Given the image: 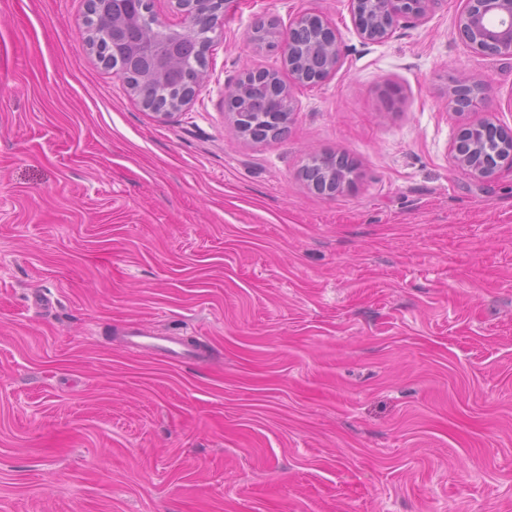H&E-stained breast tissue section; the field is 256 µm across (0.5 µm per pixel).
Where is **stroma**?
<instances>
[{
    "label": "stroma",
    "instance_id": "obj_1",
    "mask_svg": "<svg viewBox=\"0 0 512 512\" xmlns=\"http://www.w3.org/2000/svg\"><path fill=\"white\" fill-rule=\"evenodd\" d=\"M87 0H0V512H512V169L451 143L512 127V56L458 0L361 38L349 0H232L206 81L167 119L89 49ZM311 11L342 61L292 84L258 19ZM291 87L239 135L227 89ZM346 155L352 185L303 177ZM201 344L169 364L124 329ZM483 90V85L475 78L459 79L448 93V105L456 113L464 115L482 100ZM478 132L486 143L478 142ZM494 135L491 146L489 139ZM456 166L480 179H491L502 168H512V128L491 119L465 123L452 144Z\"/></svg>",
    "mask_w": 512,
    "mask_h": 512
}]
</instances>
